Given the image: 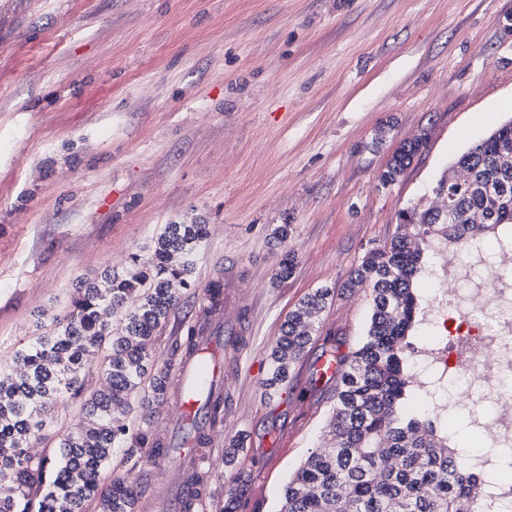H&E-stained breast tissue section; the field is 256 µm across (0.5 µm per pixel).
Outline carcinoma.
<instances>
[{
    "label": "carcinoma",
    "mask_w": 512,
    "mask_h": 512,
    "mask_svg": "<svg viewBox=\"0 0 512 512\" xmlns=\"http://www.w3.org/2000/svg\"><path fill=\"white\" fill-rule=\"evenodd\" d=\"M424 146L422 137L404 141L381 173L382 184H394ZM455 167L470 170L472 179L440 181L446 209L412 213L390 241L365 249L343 284L369 291L370 324L348 353L337 337L322 339L320 358L336 364L329 439L288 482L280 512H478L484 477L451 447L458 429L408 407L415 394L411 332L424 310L415 281L435 241L465 254L485 245L487 233L512 240L498 234L512 229V121L470 147ZM207 235L204 224L164 225L146 256L84 284L62 315L37 323L42 332L11 364L0 365V512H31L36 495L38 512H85L91 501L98 512H135L133 481L119 477L104 488L100 471L117 442L138 460L159 464L170 457L151 434L168 387L166 372L152 371L153 345L189 285L192 255ZM207 293L204 315L223 306L224 280L212 281ZM333 297V289L318 288L288 313L270 353L267 390L277 393L288 382ZM204 330L202 320L188 326L179 350L196 349ZM96 362L102 380L88 392L86 371ZM136 395L139 424L132 429L126 419ZM76 398L85 425L58 430L54 454H32L30 445ZM183 479L192 495L182 512H199L212 474L192 461Z\"/></svg>",
    "instance_id": "obj_1"
}]
</instances>
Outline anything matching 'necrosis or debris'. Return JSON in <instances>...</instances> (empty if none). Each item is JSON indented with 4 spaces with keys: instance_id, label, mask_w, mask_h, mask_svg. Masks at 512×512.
Listing matches in <instances>:
<instances>
[{
    "instance_id": "1",
    "label": "necrosis or debris",
    "mask_w": 512,
    "mask_h": 512,
    "mask_svg": "<svg viewBox=\"0 0 512 512\" xmlns=\"http://www.w3.org/2000/svg\"><path fill=\"white\" fill-rule=\"evenodd\" d=\"M512 255V250L487 245L485 251L467 255L465 266L473 277L468 287L455 281L434 289L426 315L435 323L447 310L461 320L450 335L416 348L412 354L415 383L430 389L434 380L451 387V401L429 402L434 412L451 413L459 407L474 408L472 427L482 438L480 448L469 451L468 465L484 475L495 476L486 488L481 512H512V277L491 258Z\"/></svg>"
}]
</instances>
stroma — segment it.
<instances>
[{
    "mask_svg": "<svg viewBox=\"0 0 512 512\" xmlns=\"http://www.w3.org/2000/svg\"><path fill=\"white\" fill-rule=\"evenodd\" d=\"M512 119V0H0V363L38 313L144 254L165 224H205L191 285L153 346L175 356L211 280L229 274L224 427L202 512H277L326 429L334 386L318 344L288 385L264 381L281 324L331 287L319 336L356 346L369 291L342 285L364 250L426 209L456 156ZM426 145L390 186L404 140ZM292 232L273 237L277 225ZM295 252L292 275L278 266ZM242 434L235 466L224 463ZM139 502L168 512L181 474L125 459Z\"/></svg>",
    "mask_w": 512,
    "mask_h": 512,
    "instance_id": "35a3bbf8",
    "label": "stroma"
}]
</instances>
